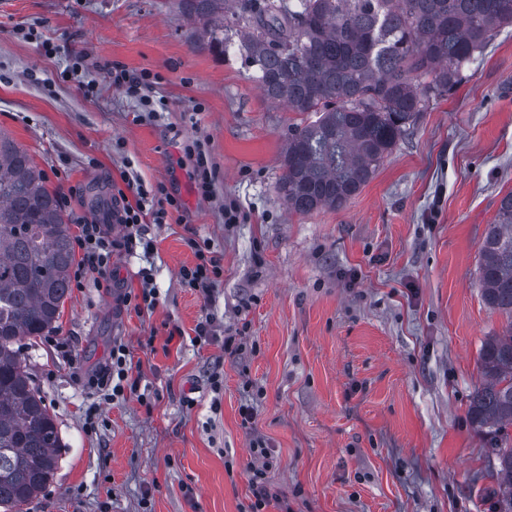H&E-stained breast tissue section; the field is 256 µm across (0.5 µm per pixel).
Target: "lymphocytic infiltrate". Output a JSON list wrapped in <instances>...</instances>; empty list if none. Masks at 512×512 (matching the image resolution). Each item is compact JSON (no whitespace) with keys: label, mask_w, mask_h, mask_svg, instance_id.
Returning a JSON list of instances; mask_svg holds the SVG:
<instances>
[{"label":"lymphocytic infiltrate","mask_w":512,"mask_h":512,"mask_svg":"<svg viewBox=\"0 0 512 512\" xmlns=\"http://www.w3.org/2000/svg\"><path fill=\"white\" fill-rule=\"evenodd\" d=\"M110 81L113 88L136 98L145 112H160L166 107L163 99H154L145 93L146 88L153 84L150 73L133 76L116 66L110 72ZM183 152L193 162L191 180L197 195L203 200H211L215 195V171L204 144L194 138L185 140ZM121 180V185L112 189L111 224L92 223L78 227L75 244L81 259L72 273L73 287H82L86 276L90 275L97 287L111 288L113 254L122 250L130 253L136 247L145 245L148 226L166 223L170 212L182 208L177 192L171 191L164 183L147 188L140 180L126 174L122 175ZM115 223L122 228L117 235L111 232V226ZM186 244L192 250L195 261L181 267L180 278L185 286L192 288L204 300H211L216 284L224 276L222 258L212 250L208 241L190 237ZM87 383L96 387L107 401L126 397L135 398L142 404L148 401L147 395L139 390V378L133 374L130 351L121 342L113 343L109 361L95 370ZM240 416L242 427L252 433L247 465L252 494L248 512H265L272 505L279 512H294L287 497L274 492L268 480L275 456L268 442L252 432L254 406L248 403L242 405Z\"/></svg>","instance_id":"obj_1"}]
</instances>
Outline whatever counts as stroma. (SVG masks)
<instances>
[{
  "mask_svg": "<svg viewBox=\"0 0 512 512\" xmlns=\"http://www.w3.org/2000/svg\"><path fill=\"white\" fill-rule=\"evenodd\" d=\"M199 31L175 0H0V131L44 172L67 224L110 223L92 192L111 199L128 164L184 204L150 226V257L113 254L112 292L90 278L71 290L54 333L75 362L45 337L22 341L62 448L19 512H246L249 400L277 459L268 478L295 512H493L496 472L468 409L482 345L506 325L482 298L478 267L512 191V27L355 196L307 215L277 192L288 130L304 114L270 103L238 50L208 49ZM115 65L158 75L166 110L142 114L113 89ZM184 136L206 142L213 200L192 189ZM228 197L244 223L225 225ZM191 236L223 258L208 302L179 277L195 261ZM148 263L156 307L121 311L119 295ZM208 313L217 331L244 327L241 356L196 341ZM118 339L150 405L106 404L85 386Z\"/></svg>",
  "mask_w": 512,
  "mask_h": 512,
  "instance_id": "35a3bbf8",
  "label": "stroma"
}]
</instances>
